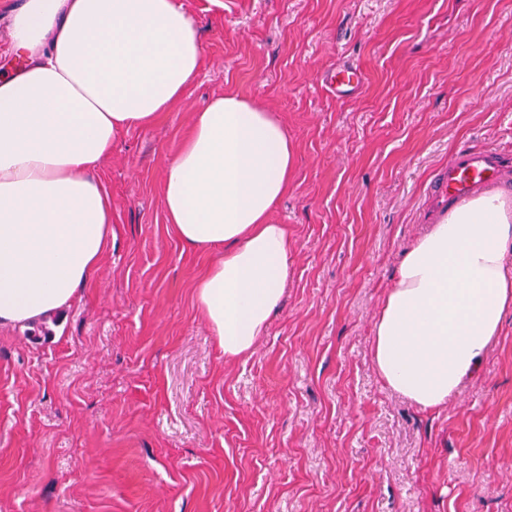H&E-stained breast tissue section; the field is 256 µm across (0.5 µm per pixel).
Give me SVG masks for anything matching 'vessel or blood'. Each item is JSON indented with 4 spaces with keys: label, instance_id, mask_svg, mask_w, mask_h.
Listing matches in <instances>:
<instances>
[{
    "label": "vessel or blood",
    "instance_id": "b4317fda",
    "mask_svg": "<svg viewBox=\"0 0 512 512\" xmlns=\"http://www.w3.org/2000/svg\"><path fill=\"white\" fill-rule=\"evenodd\" d=\"M324 80L329 92L348 95L363 86L365 76L359 67L343 64L329 69ZM502 177V166L493 150L459 149L429 195L432 218L441 219L449 209L462 204L476 191L499 184Z\"/></svg>",
    "mask_w": 512,
    "mask_h": 512
}]
</instances>
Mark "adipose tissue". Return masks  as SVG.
<instances>
[{
    "label": "adipose tissue",
    "mask_w": 512,
    "mask_h": 512,
    "mask_svg": "<svg viewBox=\"0 0 512 512\" xmlns=\"http://www.w3.org/2000/svg\"><path fill=\"white\" fill-rule=\"evenodd\" d=\"M20 66L0 74V326L70 302L112 236L96 175L117 132L152 124L204 62L178 0H23ZM295 150L274 113L228 91L192 115L163 172L166 218L182 244L217 256L195 284L225 358L246 356L283 301ZM512 199L480 194L405 252L374 323L373 367L425 410L474 377L512 311Z\"/></svg>",
    "instance_id": "1"
}]
</instances>
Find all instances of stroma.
<instances>
[{
  "mask_svg": "<svg viewBox=\"0 0 512 512\" xmlns=\"http://www.w3.org/2000/svg\"><path fill=\"white\" fill-rule=\"evenodd\" d=\"M204 64L98 167L112 241L62 309L0 327V512H512V313L438 411L371 363L395 269L459 148L512 168V0H178ZM364 72L350 97L325 69ZM234 91L296 152L271 215L284 301L228 360L194 285L215 258L167 224L163 165Z\"/></svg>",
  "mask_w": 512,
  "mask_h": 512,
  "instance_id": "1",
  "label": "stroma"
}]
</instances>
